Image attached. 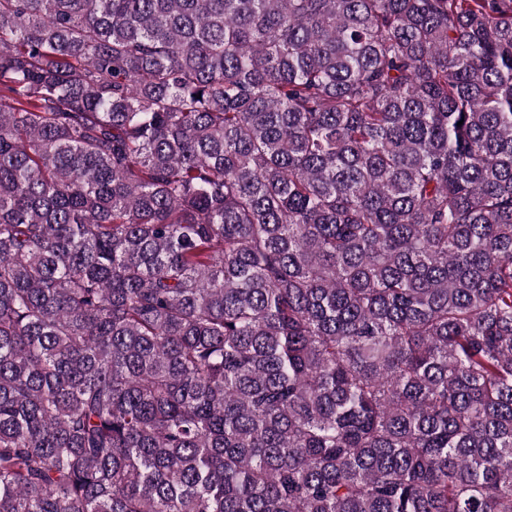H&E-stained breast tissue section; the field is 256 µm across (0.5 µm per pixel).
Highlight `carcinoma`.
<instances>
[{"instance_id":"carcinoma-1","label":"carcinoma","mask_w":512,"mask_h":512,"mask_svg":"<svg viewBox=\"0 0 512 512\" xmlns=\"http://www.w3.org/2000/svg\"><path fill=\"white\" fill-rule=\"evenodd\" d=\"M0 512H512V0H0Z\"/></svg>"}]
</instances>
